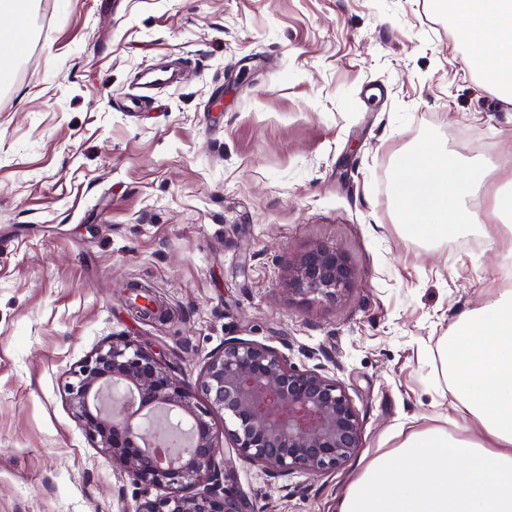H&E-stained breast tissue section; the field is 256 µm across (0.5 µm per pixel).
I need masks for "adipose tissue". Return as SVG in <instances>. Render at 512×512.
Segmentation results:
<instances>
[{"mask_svg": "<svg viewBox=\"0 0 512 512\" xmlns=\"http://www.w3.org/2000/svg\"><path fill=\"white\" fill-rule=\"evenodd\" d=\"M483 83L512 103V0H437ZM398 219L431 243L481 229L467 205L487 168L427 140L397 161ZM450 429L409 432L361 464L335 512H512V290L464 312L439 342Z\"/></svg>", "mask_w": 512, "mask_h": 512, "instance_id": "obj_1", "label": "adipose tissue"}]
</instances>
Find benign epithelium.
<instances>
[{
  "label": "benign epithelium",
  "instance_id": "obj_1",
  "mask_svg": "<svg viewBox=\"0 0 512 512\" xmlns=\"http://www.w3.org/2000/svg\"><path fill=\"white\" fill-rule=\"evenodd\" d=\"M352 270L341 248L319 244L294 264L288 291L307 300H334L350 288ZM70 384L73 407L90 437L127 475L171 495L145 500L136 512H240L226 487L227 460L211 415L224 414V434L238 459L260 465L272 477L335 469L361 447L357 411L343 386L316 370H299L274 348L254 341H224L202 378L205 404L152 351L114 342L87 360ZM122 385L141 407L179 410L193 423L191 457L162 463L142 448L148 435L133 423L137 412L112 411L104 390Z\"/></svg>",
  "mask_w": 512,
  "mask_h": 512
}]
</instances>
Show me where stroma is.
I'll use <instances>...</instances> for the list:
<instances>
[{"mask_svg": "<svg viewBox=\"0 0 512 512\" xmlns=\"http://www.w3.org/2000/svg\"><path fill=\"white\" fill-rule=\"evenodd\" d=\"M0 84V512H134L144 489L66 389L114 341L192 389L225 341L339 380L354 460L270 477L233 460L241 512H334L357 460L447 428L435 350L504 289L507 240L432 244L398 223L396 159L429 139L512 176V104L430 0H30ZM167 66L176 82L147 84ZM340 247L336 301L290 262Z\"/></svg>", "mask_w": 512, "mask_h": 512, "instance_id": "1", "label": "stroma"}]
</instances>
